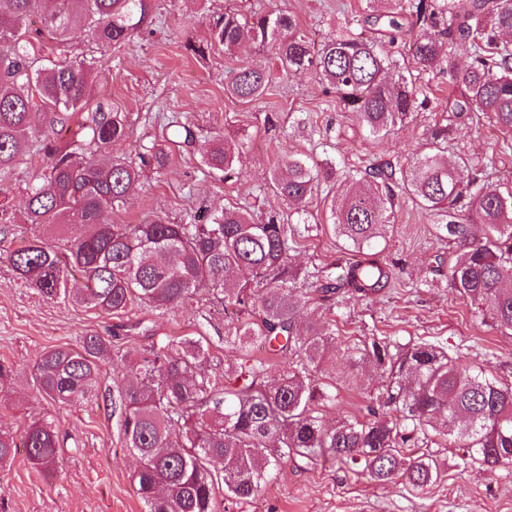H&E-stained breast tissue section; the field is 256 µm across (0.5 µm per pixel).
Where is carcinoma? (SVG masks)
Wrapping results in <instances>:
<instances>
[{"label": "carcinoma", "mask_w": 512, "mask_h": 512, "mask_svg": "<svg viewBox=\"0 0 512 512\" xmlns=\"http://www.w3.org/2000/svg\"><path fill=\"white\" fill-rule=\"evenodd\" d=\"M44 2L0 0V176L18 164L29 136L40 134L45 165L28 187L25 223L77 233L65 239L62 254L40 237L8 252L11 271L46 299L68 294L112 314L136 301L176 312L208 282L216 301L234 316L224 342L237 359L224 368L220 386L201 372L206 351L192 337L163 340L149 354L130 358L136 383L122 394L123 430L140 460L134 486L146 512H218L215 482L223 480L226 496L247 499L291 456L424 490L437 481L440 466L404 449L426 446L435 437L456 444L471 465L512 464V383L432 343L374 336L347 345L352 366L368 362L381 371L384 381L373 397L378 407L362 419L325 424L322 411L336 405V387L315 372L336 356V331L301 320L295 290L309 272L290 263L289 218L283 213L256 219L229 203L207 211L199 224H172L161 215L144 224L113 223L112 212L141 177L131 159H98L128 135L125 117L99 103L71 140L60 141L74 114L89 103L91 68L40 55L27 21L41 15L43 29L36 34L49 41L90 33L108 48L152 23L155 0H55L50 12L43 11ZM367 8L361 23H343L318 49L282 9L247 16L226 10L210 23L209 39L189 40L186 48L203 57L216 43L228 53L247 42L266 45L283 74L315 73L370 134L385 137L426 107L414 72H444L453 46L468 41L470 66L453 111L481 113L512 137V0H369ZM406 41L410 61L402 64L392 48ZM271 79L270 67L247 63L224 92L254 103ZM448 135L450 127L437 125L429 151L414 164L403 169L385 162L358 176L338 170L333 158L321 164L305 153L281 158L270 187L294 206L296 223H307L306 206L319 183L333 182L334 230L358 249L342 274L312 282L321 305L331 308L341 292L361 298L390 284L394 265L379 248L390 215L373 200L392 202L400 190L446 218L438 229L460 250L448 266L451 287L483 307L496 328L512 332V191L490 188L465 161H448L442 155ZM194 138L192 126L182 123L167 143L143 146L139 158L165 169L172 147ZM238 156L239 145L217 135L202 165L210 177L226 182ZM68 265L83 275L82 287L67 288ZM255 339L271 356H291L272 385L266 363L251 356ZM109 347L108 338L92 335L78 350L44 351L36 365L38 392L68 406L89 400ZM63 444L51 421L31 424L20 445L0 433V466L21 446L32 465L51 472Z\"/></svg>", "instance_id": "obj_1"}]
</instances>
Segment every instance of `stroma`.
<instances>
[{"label":"stroma","instance_id":"obj_1","mask_svg":"<svg viewBox=\"0 0 512 512\" xmlns=\"http://www.w3.org/2000/svg\"><path fill=\"white\" fill-rule=\"evenodd\" d=\"M364 8L365 0H157L152 25L130 42L105 49L84 37L66 45L64 57L94 62L93 101L126 115L130 135L113 144L112 155L136 157L141 146L167 139L177 123L195 130L194 143L180 147L165 170L143 164L140 186L113 212V222L140 224L161 215L186 224L199 207L219 208L228 201L250 206L258 217L283 211L286 202L267 192L266 184L289 152L317 160L329 154L354 170L383 162L406 166L423 153L437 124L451 128L449 156L487 165L489 187L512 189V148L503 147L498 129L488 119L476 123L448 108L470 62L468 44L457 45L447 70L425 83L427 109L382 139L368 136L356 114L344 110L335 94L324 93L308 72L275 75L256 103L225 96L224 85L236 68L249 61L272 63L271 49L246 46L228 54L216 45L202 57L184 49L186 38L205 40L210 22L227 10H288L318 44L340 22L362 18ZM218 134L240 144L236 175L226 183L210 179L200 163ZM42 167L41 154L31 144L0 181V200L8 203V219L0 224L7 236L0 248L15 249L36 235V228L24 224L23 212L27 188ZM308 211L307 223L288 233L291 263L324 275L351 262L353 253L334 234L322 196L313 198ZM385 253L395 264L388 288L370 297H341L330 310L309 302L304 313L335 324L340 343L374 336L426 341L512 382V335L497 330L451 288L447 277L435 274V266L455 259L456 247L440 235L436 218L407 196L396 198ZM231 325L206 286L176 314L134 304L114 315L68 298H42L21 287L7 262H0V363L13 371L0 391V432L18 436L33 422L51 420L65 438L54 473L35 468L22 450L0 469V512H145L133 483L136 459L122 428L128 356L149 353L162 339L199 337L207 351L203 370L220 379L234 357L224 342ZM88 334L112 339L92 397L79 407L43 397L34 385L39 354L78 347ZM332 380L339 402L324 413L329 425L342 415L365 416L371 393L382 383L373 368H353L343 360L337 361ZM425 452L437 459L441 475L422 492L403 480L382 484L344 466L297 459L280 466L250 499L224 497L220 484L215 492L224 498V512H512V466L485 470L464 464L462 449L446 442ZM425 452L413 448L409 454Z\"/></svg>","mask_w":512,"mask_h":512}]
</instances>
